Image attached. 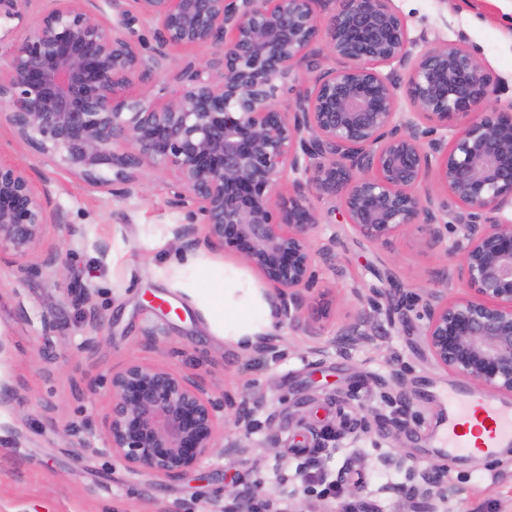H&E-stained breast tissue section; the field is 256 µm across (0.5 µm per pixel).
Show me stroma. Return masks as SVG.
Returning <instances> with one entry per match:
<instances>
[{
  "instance_id": "1",
  "label": "stroma",
  "mask_w": 512,
  "mask_h": 512,
  "mask_svg": "<svg viewBox=\"0 0 512 512\" xmlns=\"http://www.w3.org/2000/svg\"><path fill=\"white\" fill-rule=\"evenodd\" d=\"M410 38L467 46L494 80L504 83L502 102L512 101V0H392ZM209 47L175 50L165 70L135 83L152 98L172 89V75L191 60H206ZM0 159L30 170L50 208L61 210L71 233L48 232L23 263L38 266L60 254L70 273L17 278L11 253L0 254V512H224L233 492L271 493L274 471L299 491L303 512H339L347 495H335L337 479L361 486L359 503L369 512H410L407 502L382 494L403 473L376 468L379 455L401 451L409 466H436L460 495L444 512H512V447L478 457L442 445L438 427L442 393L476 383L439 368L419 333L425 300L444 286L451 257L432 249L421 225L386 245L342 234L331 265H319L311 303L316 335L274 325L279 359L214 340L197 313L175 292L163 271L185 260L172 242L173 225L186 211L169 202L166 184L142 171L125 193L96 192L49 158L35 153L8 127L0 128ZM107 252H100V243ZM410 299L405 323L387 316L389 288ZM361 298H354L353 289ZM98 308L103 326L88 345L84 299ZM370 317L372 343L343 355L327 341L359 310ZM157 327L156 345L143 341ZM162 365L203 379L216 397L248 390L262 396L253 414L252 446L240 456L215 449L198 470L167 480L128 472L106 452L103 419L112 368L129 359ZM403 370L417 418L411 435L379 428L397 405L382 382ZM370 428L358 442L347 433L359 421ZM335 429L327 448L316 433ZM277 446L265 448L267 434ZM319 465H311V458Z\"/></svg>"
}]
</instances>
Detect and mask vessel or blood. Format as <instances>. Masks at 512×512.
Listing matches in <instances>:
<instances>
[{"label": "vessel or blood", "mask_w": 512, "mask_h": 512, "mask_svg": "<svg viewBox=\"0 0 512 512\" xmlns=\"http://www.w3.org/2000/svg\"><path fill=\"white\" fill-rule=\"evenodd\" d=\"M447 401L449 447L488 454L503 442L512 443V407L461 390L448 395Z\"/></svg>", "instance_id": "1"}]
</instances>
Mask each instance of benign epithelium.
Segmentation results:
<instances>
[{
    "instance_id": "1",
    "label": "benign epithelium",
    "mask_w": 512,
    "mask_h": 512,
    "mask_svg": "<svg viewBox=\"0 0 512 512\" xmlns=\"http://www.w3.org/2000/svg\"><path fill=\"white\" fill-rule=\"evenodd\" d=\"M135 4V10L126 2ZM0 0V126L91 188L115 194L142 169L168 181L170 204L190 222L171 229L184 250L222 247L255 270L288 327L314 333L309 291L319 263L331 264L341 233L323 246L314 192L339 198L345 225L370 244L410 227L456 256L452 277L470 292L429 293L420 327L433 362L488 392L512 394V101L477 55L452 43L418 52L392 0ZM153 26L151 55L134 25ZM339 67L318 70L314 46ZM209 45L214 57L189 62L176 87L148 99L130 93L164 68L171 48ZM409 69L414 111H399L395 71ZM292 111L277 104L284 85ZM446 191L437 201L428 182ZM288 192H283V183ZM457 237L448 241V207ZM62 224L23 167L0 160V254L27 256ZM371 341L360 312L329 340L341 353ZM399 416L414 422L404 373ZM106 452L132 474L158 479L192 472L216 448L251 447V417L262 400L248 391L234 431L221 432L218 402L201 381L129 359L112 371ZM390 452L381 470H406L383 488L413 512H439L461 489L447 472L405 468Z\"/></svg>"
}]
</instances>
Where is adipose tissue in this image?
I'll return each mask as SVG.
<instances>
[{"instance_id": "1", "label": "adipose tissue", "mask_w": 512, "mask_h": 512, "mask_svg": "<svg viewBox=\"0 0 512 512\" xmlns=\"http://www.w3.org/2000/svg\"><path fill=\"white\" fill-rule=\"evenodd\" d=\"M199 313L217 340L242 347L264 334L270 327L274 310L257 297L232 269L214 273L211 265L200 264L197 274L187 283H174Z\"/></svg>"}]
</instances>
